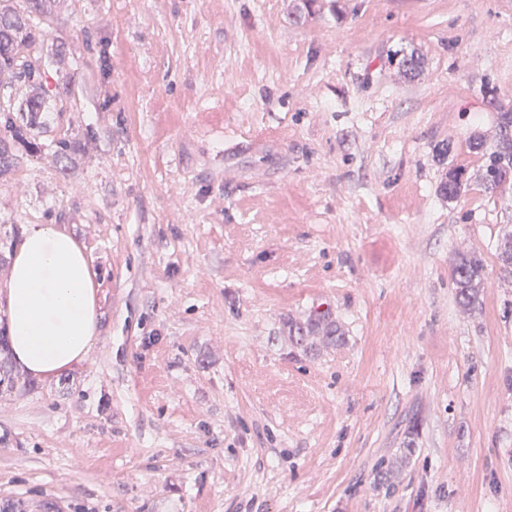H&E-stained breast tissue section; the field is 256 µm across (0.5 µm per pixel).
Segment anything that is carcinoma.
<instances>
[{"label": "carcinoma", "instance_id": "cac0c4a2", "mask_svg": "<svg viewBox=\"0 0 512 512\" xmlns=\"http://www.w3.org/2000/svg\"><path fill=\"white\" fill-rule=\"evenodd\" d=\"M13 0H0V91L5 102H0V172L10 164L5 146V136L22 144L26 149L37 148L32 130L40 114L51 111L57 93L43 82L40 36L36 32L37 21L57 0H27L28 10L20 13L12 6ZM23 82L29 88L26 100V120H20L12 107L14 86ZM471 148L485 159L483 182L485 191L496 194L512 186V109L498 113V132L491 146L478 137ZM463 187L462 173L448 172L443 190L448 198H456ZM497 258L506 270L512 272V233L498 241ZM485 276L483 259L473 254L463 258L456 266L455 283L459 295L469 305H475L480 297V284Z\"/></svg>", "mask_w": 512, "mask_h": 512}]
</instances>
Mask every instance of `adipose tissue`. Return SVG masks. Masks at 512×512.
<instances>
[{
    "label": "adipose tissue",
    "instance_id": "obj_1",
    "mask_svg": "<svg viewBox=\"0 0 512 512\" xmlns=\"http://www.w3.org/2000/svg\"><path fill=\"white\" fill-rule=\"evenodd\" d=\"M16 361L51 379L88 355L97 334L93 272L84 250L54 224L31 225L7 287Z\"/></svg>",
    "mask_w": 512,
    "mask_h": 512
}]
</instances>
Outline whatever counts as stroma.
Wrapping results in <instances>:
<instances>
[{"label": "stroma", "mask_w": 512, "mask_h": 512, "mask_svg": "<svg viewBox=\"0 0 512 512\" xmlns=\"http://www.w3.org/2000/svg\"><path fill=\"white\" fill-rule=\"evenodd\" d=\"M42 29L60 98L0 173V317L55 224L98 333L0 393V512H512V196L470 146L512 105V0H63ZM485 276V264L481 256L464 257L455 270L456 288L468 305H476L480 297V284Z\"/></svg>", "instance_id": "stroma-1"}]
</instances>
